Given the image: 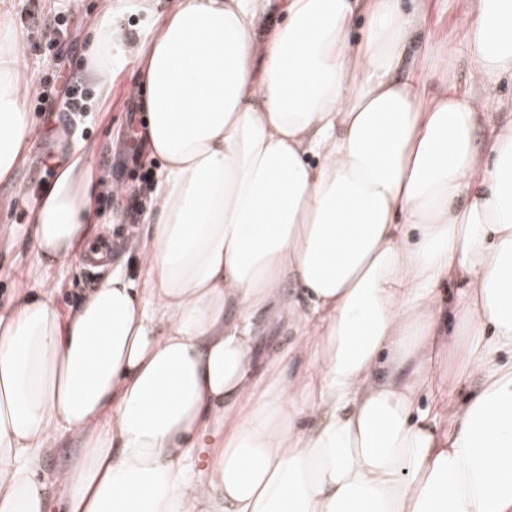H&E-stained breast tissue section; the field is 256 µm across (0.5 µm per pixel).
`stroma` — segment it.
<instances>
[{
	"mask_svg": "<svg viewBox=\"0 0 512 512\" xmlns=\"http://www.w3.org/2000/svg\"><path fill=\"white\" fill-rule=\"evenodd\" d=\"M173 0H120L112 13V26L121 34L117 49L122 64L112 72L108 98H101L87 78L93 64L86 52L90 28L101 19L100 0H0V11L22 29L21 66L32 85L52 80L65 86L74 80L83 93L84 111L71 113L70 148L89 147L95 172L108 190L96 202V236L108 239L112 265L103 275L122 272L137 275L143 225L154 214L151 180L161 168L159 160L136 149L128 121L142 122V88L137 55L147 35L163 21ZM407 11L425 15L426 30L416 32L406 46L405 62H412L424 40H431L439 59L448 63V79L465 98L484 100L485 108L476 130L479 146H486L491 125L512 116V75L481 77L472 65L462 41V30L471 19L470 0H403ZM67 26L55 48H47L44 33L57 14ZM37 95L26 100L35 123V136L27 158L13 177L0 182V308L16 296L42 286L56 289L61 310H69L92 289L85 279L83 261L77 260L46 271L37 270L32 252V215L40 207L46 186L56 173L44 159L55 143L53 118L38 111ZM122 186L135 192L137 208H129L123 196L111 189Z\"/></svg>",
	"mask_w": 512,
	"mask_h": 512,
	"instance_id": "obj_1",
	"label": "stroma"
}]
</instances>
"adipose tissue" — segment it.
<instances>
[{
  "instance_id": "ef3b65f1",
  "label": "adipose tissue",
  "mask_w": 512,
  "mask_h": 512,
  "mask_svg": "<svg viewBox=\"0 0 512 512\" xmlns=\"http://www.w3.org/2000/svg\"><path fill=\"white\" fill-rule=\"evenodd\" d=\"M264 4L176 0L146 39L138 139L163 175L139 273L66 314L48 290L0 311V512H512V120L480 151L481 99L428 94L442 63L403 65L419 18L401 0H286L259 47ZM471 4L477 69L512 74V0ZM112 10L90 47L105 94ZM21 43L0 23V181L35 133ZM97 190L74 152L33 215L37 260L79 259ZM260 312L300 335L304 374L257 357ZM460 367L481 383L451 411ZM69 431L79 453L43 477ZM52 448L43 458L42 471L51 478L62 471L80 450V436L75 431L54 436L50 443Z\"/></svg>"
}]
</instances>
